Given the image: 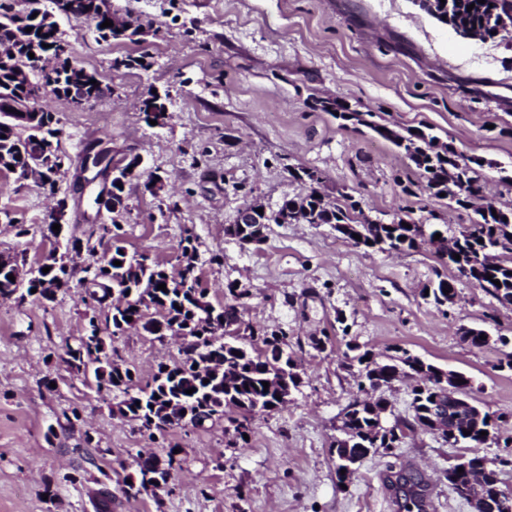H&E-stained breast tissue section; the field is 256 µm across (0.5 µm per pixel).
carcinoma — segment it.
Segmentation results:
<instances>
[{"label":"carcinoma","instance_id":"carcinoma-1","mask_svg":"<svg viewBox=\"0 0 512 512\" xmlns=\"http://www.w3.org/2000/svg\"><path fill=\"white\" fill-rule=\"evenodd\" d=\"M85 2L87 6L74 15L75 20L93 25L105 42L135 41L134 30L102 27L108 16L93 7L94 0ZM471 4L474 8L469 11L467 6ZM490 8L512 15V0H485L483 4L479 0H450L448 4L436 0V11L431 16L457 31L482 26ZM7 14L11 15V20L0 19V45H9L14 49V55L10 66L0 68V172L9 171V165L17 155V146L28 147L34 152L42 148L45 137L51 138L60 132L54 113L29 110V105L41 98L43 91L48 89L64 98L71 92L94 99L105 94L102 86L90 84L98 79L96 72L70 65L62 33L56 22L46 21L48 12L43 11L35 17L31 10H14L11 0H0V16ZM28 27L32 28L29 33L26 32ZM29 34L37 40L45 55L58 59L56 68L45 73L38 67L37 60L29 57L24 47V38ZM332 108L338 111L336 118L352 119L404 149L419 175L418 182L411 181L403 187L405 193L413 194L411 186L414 185L427 194L429 200L438 199L443 193L458 206L474 211L477 219L464 225L455 239V253L460 259L445 256L441 240L438 241L437 257L448 267L465 270L466 279L473 286L502 304L512 305V210H497L493 203L483 200L476 192L456 191L457 183L463 178L480 183L477 171L470 166L461 168L459 155L452 148L446 144L436 145L437 137L421 129L405 137L373 121L372 112H355L348 116L344 106L337 102ZM23 110L26 111L24 120H14L15 114ZM298 179H305L309 184L307 193L299 198L301 207L310 216L309 222L332 224L337 232L358 246L376 247L381 251H410L424 240L434 241V236L439 233L428 224L413 223L409 228L400 221L366 224L360 219L359 203L351 196L343 194L329 205L316 197L315 185L321 183V172L304 169ZM125 211L123 205L119 211L112 212L111 226L98 225L97 244L74 236L70 239L72 250L84 248L94 257L93 263L84 268L85 276L78 279L77 287L84 289L98 304L104 320L95 316L89 319L88 337H78L75 348L65 345L63 362L79 374L81 367L91 368L97 392L122 393L123 399L117 403L119 412L140 422L146 430L150 418L162 410L182 412L186 421L201 427L208 420L223 417L225 410L234 409L241 419L233 421V428H224V434L231 435L236 442L244 440V434L249 432L244 421L278 409L280 400L277 396L286 395L298 387L299 381L290 368L292 357L284 350L286 335L269 334L244 324L242 295L236 293L231 284L220 309L206 301L207 290L201 285L195 251L187 245L181 247V254L177 256L178 268L173 272L143 254L127 257L124 239L119 233L120 219ZM264 228V224H231L226 233L245 242ZM361 230L365 235L355 239L354 235ZM99 248L102 256L97 259L95 255ZM116 261L121 265H114ZM23 262L22 255L0 253V296L13 295L24 284L27 285L26 292L36 289L42 296L47 291L46 285L60 278L69 280L74 277L71 270L53 267L55 259L49 255L27 281L9 280L8 275L16 274ZM45 267L49 272H42ZM496 280L499 281L497 285L494 284ZM160 283L166 284V290L157 289ZM452 286V282L440 277L429 289L428 296L435 304L445 305L448 295L444 291ZM151 308L155 310L153 316L148 314ZM137 322L147 332L155 324L175 325L186 331L191 343V355L183 363L159 366L152 382L138 389L134 377L129 375L130 369L118 363L116 349L108 343V339L122 331V327ZM237 351L240 352L238 356L235 355ZM366 356V352L357 356V361L364 365L356 377L360 395L345 407L332 447L346 448L350 454L362 459L380 448L387 456L396 455L405 435L393 433L388 437L375 432L382 414L387 411V404L381 398H368L366 394L403 377L415 382L410 402L413 415L410 420L394 418L398 429H405L410 434L421 431L428 412L440 409L448 415V426L457 429L458 438L450 445L464 443L472 455L485 460L480 455V432L488 415H483L480 420L459 412L454 401L434 385L433 377L440 369L406 351L401 356L388 357L383 363L368 360ZM195 364L201 366L202 371L194 369ZM265 382L269 387L263 386ZM134 388L137 392L130 393ZM191 388L194 392L187 393ZM176 448V444L168 445L163 459L157 455L138 457L135 460L136 476L130 475L128 479L135 478L139 487H145L146 476L155 465L162 463L172 469L179 463L174 454ZM389 486L399 512H425L426 486L421 476L403 469L392 470Z\"/></svg>","mask_w":512,"mask_h":512}]
</instances>
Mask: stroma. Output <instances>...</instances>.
<instances>
[{
    "mask_svg": "<svg viewBox=\"0 0 512 512\" xmlns=\"http://www.w3.org/2000/svg\"><path fill=\"white\" fill-rule=\"evenodd\" d=\"M131 10L150 34L138 44L99 41L92 26L57 22L72 58L96 71L110 94L75 108L47 95L62 130L68 197L63 237H86L107 215L80 197L84 151L109 147L127 163L121 221L128 253L174 269L192 235L207 299L224 303L227 284L246 295L245 322L288 334L301 377L277 410L255 417L247 445L224 437V420L166 434L181 449V468L159 495L116 491L145 453L160 454L139 422L123 417L115 394L84 384L62 361L65 343L94 313L82 289L53 298H0V512H396L389 469L419 472L426 512H471L444 475L464 445L429 433L405 438L396 455H369L348 487L336 484L329 446L343 408L356 394L342 366L346 343L385 361L402 349L443 370L472 377L484 413L512 417V306L449 270L458 296L435 307L421 296L440 262L431 245L395 254L354 245L329 224H272L265 239L243 245L225 228L241 208L275 210L305 194L291 172L323 175L328 200L352 194L367 218L440 224L458 235L472 210L402 190L415 174L405 152L365 127L341 125L318 101L372 112L400 134L431 128L441 143L476 159L489 201L512 209V35L466 40L412 0H111ZM147 56L150 66L113 70L114 58ZM168 93L169 117L147 122L140 104ZM164 178L151 194L149 176ZM54 197L32 181L0 174V252H25L34 266L55 246L47 234ZM20 219L17 236L8 217ZM486 330L488 345L462 342L461 327ZM330 338L325 350L315 340ZM114 346L138 385L159 365L186 357L182 339L127 329ZM78 407L81 418L63 412ZM113 489L102 500L101 488ZM52 498H45V490Z\"/></svg>",
    "mask_w": 512,
    "mask_h": 512,
    "instance_id": "stroma-1",
    "label": "stroma"
}]
</instances>
